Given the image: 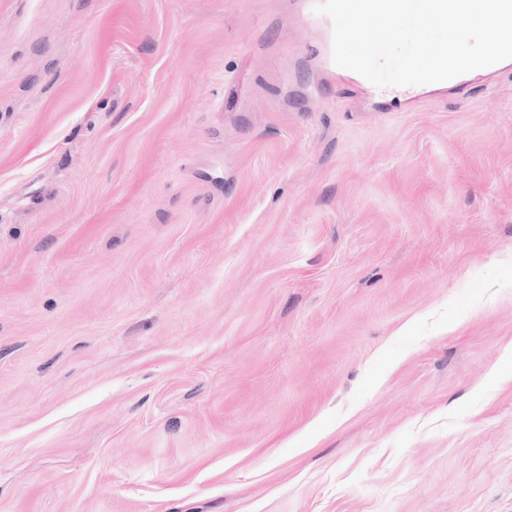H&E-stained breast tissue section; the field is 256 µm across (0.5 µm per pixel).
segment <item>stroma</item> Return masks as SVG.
Here are the masks:
<instances>
[{"label":"stroma","mask_w":512,"mask_h":512,"mask_svg":"<svg viewBox=\"0 0 512 512\" xmlns=\"http://www.w3.org/2000/svg\"><path fill=\"white\" fill-rule=\"evenodd\" d=\"M311 12L0 0V512H512V61Z\"/></svg>","instance_id":"35a3bbf8"}]
</instances>
